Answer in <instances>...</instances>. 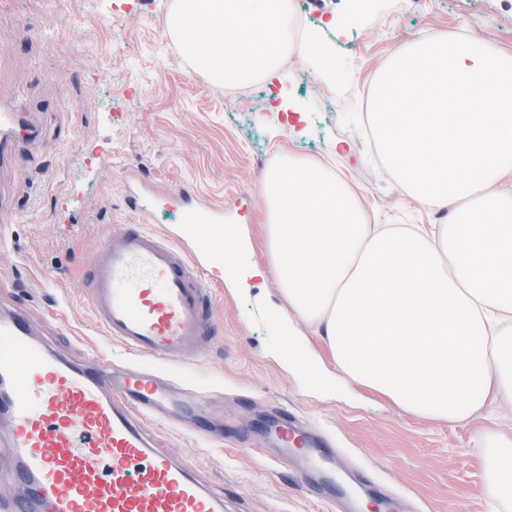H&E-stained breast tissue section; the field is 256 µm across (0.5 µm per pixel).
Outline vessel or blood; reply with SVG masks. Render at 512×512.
<instances>
[{"instance_id":"obj_1","label":"vessel or blood","mask_w":512,"mask_h":512,"mask_svg":"<svg viewBox=\"0 0 512 512\" xmlns=\"http://www.w3.org/2000/svg\"><path fill=\"white\" fill-rule=\"evenodd\" d=\"M36 115L0 106V166L21 168L20 143L35 144ZM127 201L139 221L106 236L90 260V304L103 335L140 364L121 368L92 357H59L35 338L21 308L0 307V446L24 484L11 512H224V495L200 482L155 446L147 422L164 424L180 377L172 359L193 361L215 335L213 293L237 284L249 259L216 275L211 227L222 206L190 188L161 197L137 172L126 177ZM183 205V222L164 231L144 223L157 207ZM273 435L281 446L304 442L301 425L285 419Z\"/></svg>"}]
</instances>
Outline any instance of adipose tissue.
<instances>
[{"instance_id": "obj_1", "label": "adipose tissue", "mask_w": 512, "mask_h": 512, "mask_svg": "<svg viewBox=\"0 0 512 512\" xmlns=\"http://www.w3.org/2000/svg\"><path fill=\"white\" fill-rule=\"evenodd\" d=\"M379 84V156L447 223L373 224L340 173L283 153L259 189L271 271L339 378L418 419L482 417V494L511 507L495 411L512 400V55L436 37L397 50Z\"/></svg>"}]
</instances>
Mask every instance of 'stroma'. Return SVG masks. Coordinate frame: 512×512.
<instances>
[{
  "mask_svg": "<svg viewBox=\"0 0 512 512\" xmlns=\"http://www.w3.org/2000/svg\"><path fill=\"white\" fill-rule=\"evenodd\" d=\"M174 0H0V100L37 113L40 137L25 148V172L0 170L9 230L0 242V279L25 284L17 303L46 321L47 342L66 358L91 353L124 364L88 305L85 266L105 231L134 220L125 202L128 170L156 187L188 186L223 202L246 198L241 226L257 276L218 297V330L192 367L171 372L211 391L199 419L202 440L179 425L155 428L163 452L206 485L223 489L227 512H327L324 494L278 447L238 450L281 412L336 438L339 469L377 478L425 512H488L478 456L480 421L430 422L404 414L353 385L315 386L294 367L271 326L248 323L259 303L288 310L269 272L258 188L280 152L340 170L376 224H440L372 160L364 132L379 73L399 49L437 35L472 38L512 54V0H375L359 21L347 0H305L307 27L345 55L346 93L320 86L298 55L283 68L298 112H273L279 86L228 91L196 71L171 37Z\"/></svg>",
  "mask_w": 512,
  "mask_h": 512,
  "instance_id": "35a3bbf8",
  "label": "stroma"
}]
</instances>
